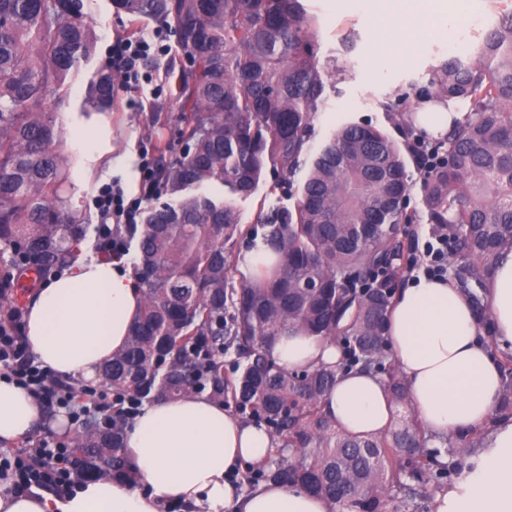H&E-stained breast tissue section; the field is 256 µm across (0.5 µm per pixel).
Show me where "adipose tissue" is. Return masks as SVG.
I'll return each instance as SVG.
<instances>
[{
  "label": "adipose tissue",
  "instance_id": "ef3b65f1",
  "mask_svg": "<svg viewBox=\"0 0 512 512\" xmlns=\"http://www.w3.org/2000/svg\"><path fill=\"white\" fill-rule=\"evenodd\" d=\"M382 25L404 27L399 47L382 49L376 66L396 50H413L426 27L416 0H359ZM142 295L121 260L86 261L45 281L29 301L25 334L37 361L56 377L100 380L113 351L125 345ZM494 337L512 350V249L499 251L486 290ZM474 318L469 301L450 279L423 276L396 295L386 337L413 409L428 433L445 436L486 428L481 465L463 481L439 491L433 512H512V419L494 421L502 372ZM270 354L288 369L333 365L335 344L296 330L273 343ZM337 427L377 436L391 421V401L380 377L357 369L338 372L323 403ZM42 418L27 390L0 380V443L11 445ZM137 479L101 478L82 486L69 503L52 495L0 488V512H159L176 503L190 512H334L333 505L296 484L241 487L235 476L276 455L264 427L242 421L204 395L145 406L125 433Z\"/></svg>",
  "mask_w": 512,
  "mask_h": 512
}]
</instances>
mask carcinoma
Listing matches in <instances>:
<instances>
[{"instance_id":"cac0c4a2","label":"carcinoma","mask_w":512,"mask_h":512,"mask_svg":"<svg viewBox=\"0 0 512 512\" xmlns=\"http://www.w3.org/2000/svg\"><path fill=\"white\" fill-rule=\"evenodd\" d=\"M133 17L170 26L182 50L197 57L184 72L180 137L189 151L162 167L143 226L116 224L143 293L128 342L113 353L103 382L112 387V417L88 421L71 440L72 469L82 479H135L124 430L146 404L206 395L263 423L294 465L250 468L254 486L296 483L335 505L334 512H405L457 475V456L482 447L484 430L428 448L405 381L387 361L386 321L392 284L403 268L400 225L420 214L402 201L409 191L398 143L380 129L349 124L317 151L311 121L324 93L313 30L300 0H116ZM84 0H0V244L10 249L0 296L13 272L43 276L74 265L90 217L61 196L77 158L61 149L47 89L96 49L83 20ZM442 99L469 103L468 115L432 146L439 162L424 172L429 223L448 233L452 274L479 323L488 325L483 292L495 254L512 248V15L472 55L430 71ZM114 75L100 70L88 103L112 105ZM288 184L305 171L300 195L284 213L258 216L243 250L261 243L277 268L229 287L238 231L229 204L195 193L217 183L248 193L265 171ZM339 343L342 367L385 377L396 421L374 437L336 428L322 401L336 371H288L267 347L286 329ZM232 354L231 375L224 356ZM503 394L491 419L512 417V353H503Z\"/></svg>"}]
</instances>
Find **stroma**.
Returning <instances> with one entry per match:
<instances>
[{
    "instance_id": "stroma-1",
    "label": "stroma",
    "mask_w": 512,
    "mask_h": 512,
    "mask_svg": "<svg viewBox=\"0 0 512 512\" xmlns=\"http://www.w3.org/2000/svg\"><path fill=\"white\" fill-rule=\"evenodd\" d=\"M452 2V10L444 13L438 11L435 0H423L421 9L428 37L416 50L377 70L372 66L377 40L373 17L355 7L336 11L331 0H304L316 21L318 63L326 84L312 121L313 144H321L346 122L373 125L398 142H405L403 131L390 118L389 107L403 97L410 107H420L419 92L427 88L431 69L449 57V38L463 39L467 49H474L502 18L512 13V0ZM84 20L96 36V51L67 76L64 87L49 94L47 104L59 114L66 151L81 158L63 194L76 209L94 217L98 211L92 203L98 187L117 181L127 196H144L147 184L141 174L142 158H150L153 166H160V145L177 143L179 80L185 55L177 38H170L172 52L151 57L144 66L152 76L151 83L131 92L115 91L112 108L106 114L112 128V166L105 172L90 168L88 158L96 141L89 134V115L85 111L88 86L100 69L111 66L113 39L150 33L158 22L130 16L118 10L112 0H87ZM202 191L230 199L238 226L244 231L256 227L260 212L294 204L287 185L276 182L269 174L248 195L232 196L226 188L209 184ZM45 411L29 437L0 447V456L27 449L33 441L58 442L80 431V424L75 422L66 428L56 425L55 418L60 413L57 404L46 405Z\"/></svg>"
}]
</instances>
